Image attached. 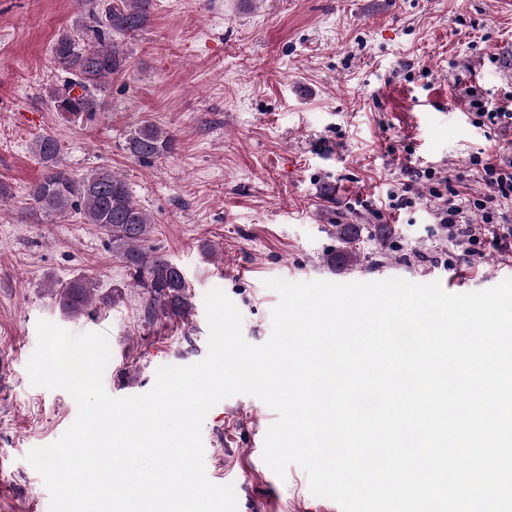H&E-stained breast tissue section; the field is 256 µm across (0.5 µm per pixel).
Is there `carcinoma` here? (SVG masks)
Returning <instances> with one entry per match:
<instances>
[{"instance_id":"1","label":"carcinoma","mask_w":512,"mask_h":512,"mask_svg":"<svg viewBox=\"0 0 512 512\" xmlns=\"http://www.w3.org/2000/svg\"><path fill=\"white\" fill-rule=\"evenodd\" d=\"M154 0H100L91 12V24L76 32L61 34L51 51L55 61L70 75L62 89L52 94L55 108L79 117L97 112L101 100L95 90L128 67V57L116 38L145 28L151 20ZM81 93H75V89ZM174 136L145 121L126 140L125 150L136 160L149 164L170 152ZM35 153L44 166L42 178L32 185L33 207L46 218H61L74 212L84 224L98 225L109 237L115 253L147 295L148 321L182 318L191 302L182 269L167 258L144 248L155 221L133 201L126 181L110 169H97L80 180L61 168L56 138L42 135ZM359 229L353 224L336 225L341 247L327 256L328 264L354 268L363 264L358 246ZM119 297L117 290L97 296V289L83 279L55 289V302L71 317H80L100 302L109 305Z\"/></svg>"}]
</instances>
